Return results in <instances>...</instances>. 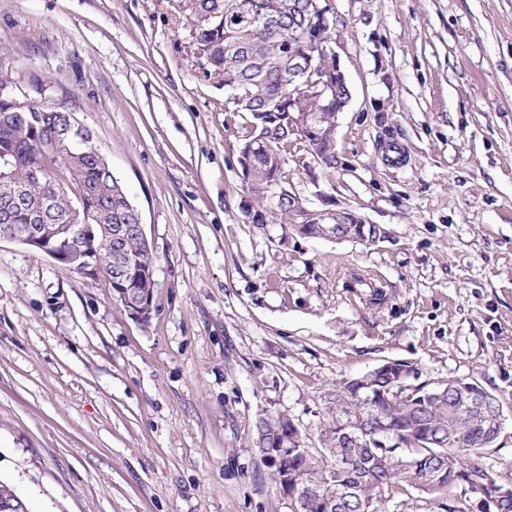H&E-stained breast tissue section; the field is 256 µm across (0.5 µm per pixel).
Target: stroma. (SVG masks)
Segmentation results:
<instances>
[{
	"instance_id": "1",
	"label": "stroma",
	"mask_w": 512,
	"mask_h": 512,
	"mask_svg": "<svg viewBox=\"0 0 512 512\" xmlns=\"http://www.w3.org/2000/svg\"><path fill=\"white\" fill-rule=\"evenodd\" d=\"M351 100L336 168L281 189L380 241L260 224L249 116L205 78L177 0H0V88L72 107L142 212L148 319L0 241V480L29 512H288L254 424L321 445L341 383L387 361L503 410L476 457L512 485V0H327Z\"/></svg>"
}]
</instances>
